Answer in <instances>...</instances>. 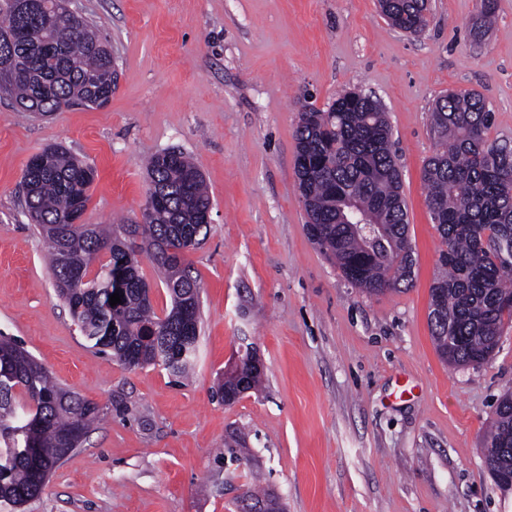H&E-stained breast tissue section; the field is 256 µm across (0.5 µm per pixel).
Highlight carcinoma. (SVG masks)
<instances>
[{"label":"carcinoma","instance_id":"carcinoma-1","mask_svg":"<svg viewBox=\"0 0 512 512\" xmlns=\"http://www.w3.org/2000/svg\"><path fill=\"white\" fill-rule=\"evenodd\" d=\"M388 23L411 34L427 24L428 0H379ZM57 0H0V96L20 112L51 115L112 98L102 74L114 55L106 36ZM438 147L423 167L431 218L441 248L431 287L429 322L439 356L453 366L485 364L512 322V143L492 141L495 115L476 91L451 92L432 108ZM381 103L347 91L326 110L306 107L295 131V174L316 244L342 275L369 294L400 291L414 259L401 171ZM22 182L25 207L47 243L55 288L82 335L129 368L161 365L186 378L193 369L199 312L182 295L200 285L187 265L168 275L174 259L200 244L211 199L202 173L182 152L166 150L146 165L144 224H71L89 201L94 169L60 145L36 154ZM372 213L380 228L345 222L348 206ZM163 274L170 306L158 315L138 257ZM119 292L121 303L109 297ZM263 371L241 356L224 373L219 393L240 384L254 391ZM97 404L53 382L16 340L0 336V504L15 509L40 496L42 470L61 461L76 427L88 433ZM512 394L503 396L484 448L489 467L512 469Z\"/></svg>","mask_w":512,"mask_h":512}]
</instances>
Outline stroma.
Returning a JSON list of instances; mask_svg holds the SVG:
<instances>
[{"label": "stroma", "instance_id": "35a3bbf8", "mask_svg": "<svg viewBox=\"0 0 512 512\" xmlns=\"http://www.w3.org/2000/svg\"><path fill=\"white\" fill-rule=\"evenodd\" d=\"M496 4L480 37V0H432L416 35L388 26L377 0H75L111 42L116 89L106 107L48 118L0 99V334L104 419L25 512H235L254 475L285 512H512L480 453L512 393V324L482 366L436 352L440 238L422 180L442 94L482 93L489 139L512 140V0ZM349 90L378 98L392 127L416 259L402 292L355 288L306 232L299 114ZM54 144L95 170L87 224L140 220L153 153L178 149L203 174L190 380L90 348L58 298L22 192L29 158ZM247 343L263 385L224 404V371ZM237 440L239 457L220 459Z\"/></svg>", "mask_w": 512, "mask_h": 512}]
</instances>
